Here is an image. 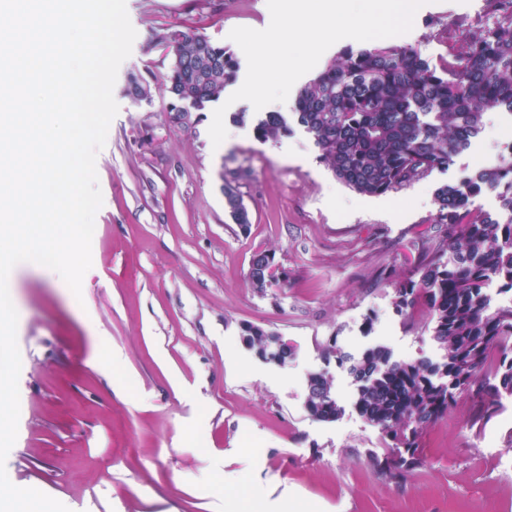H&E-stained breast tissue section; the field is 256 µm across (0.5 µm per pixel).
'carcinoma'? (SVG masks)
Wrapping results in <instances>:
<instances>
[{"label":"carcinoma","instance_id":"obj_1","mask_svg":"<svg viewBox=\"0 0 512 512\" xmlns=\"http://www.w3.org/2000/svg\"><path fill=\"white\" fill-rule=\"evenodd\" d=\"M493 21L463 28L448 58L434 65L401 42L354 51L329 61L296 96L291 119L279 112L251 119L257 139L288 133V122L302 127L319 148V160L355 192L383 195L446 170L484 129L486 111L512 113V0H491ZM152 45L169 50L166 74L171 122L188 125L192 112H204L224 96L236 58L224 46L182 29L162 26ZM143 75L126 77L124 94L138 103L152 97ZM497 193L502 220L490 213L472 215L471 199ZM433 224L447 225L443 235L421 240L420 278L399 283L396 312L403 315L422 301L433 323V338L445 361L400 362L384 346L354 360L335 352L358 382L355 408L388 434L397 452L373 464L400 481L422 465L421 432L448 414L456 394L477 391V419H489L505 396L512 397V306L489 311L483 288L494 278L512 291V157L492 168L477 167L462 181L435 191ZM224 208L235 224H250L239 186L224 182ZM269 259L256 254L249 277L262 286ZM241 335L265 356L273 333L245 322ZM498 354L495 381L474 386V379ZM306 408L322 421L342 408L329 378L308 381Z\"/></svg>","mask_w":512,"mask_h":512}]
</instances>
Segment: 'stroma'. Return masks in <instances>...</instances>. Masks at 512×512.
<instances>
[{"label": "stroma", "instance_id": "35a3bbf8", "mask_svg": "<svg viewBox=\"0 0 512 512\" xmlns=\"http://www.w3.org/2000/svg\"><path fill=\"white\" fill-rule=\"evenodd\" d=\"M137 32L119 68V112L96 159L103 205L92 266L74 296L55 271L16 266L8 285L18 312V436L6 458L14 485L70 512H512V398L488 421L469 393L420 439L422 466L394 482L372 464L384 433L356 410V382L329 347L356 355L382 345L395 360L441 362L426 306L401 315L395 282L415 276L435 190L495 165L512 116L488 110L482 134L448 171L381 196H364L320 162L299 128L257 140L252 112L233 103L220 146L211 112L170 120L163 49L151 30L174 24L234 52L229 40L264 29L266 0H126ZM488 0H428L402 43L439 62L437 33L451 21L481 24ZM135 72L153 80L150 101L123 93ZM248 171L240 192L247 230L224 208V180ZM284 278L259 289L247 277L255 250ZM251 322L288 340L285 366L259 359L240 336ZM326 374L341 407L332 421L306 410L311 374Z\"/></svg>", "mask_w": 512, "mask_h": 512}]
</instances>
